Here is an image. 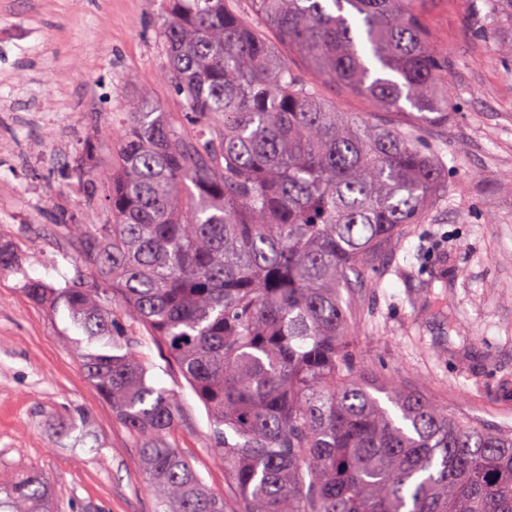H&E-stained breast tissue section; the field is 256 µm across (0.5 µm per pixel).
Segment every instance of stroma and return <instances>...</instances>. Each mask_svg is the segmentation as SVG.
Returning a JSON list of instances; mask_svg holds the SVG:
<instances>
[{
	"instance_id": "35a3bbf8",
	"label": "stroma",
	"mask_w": 512,
	"mask_h": 512,
	"mask_svg": "<svg viewBox=\"0 0 512 512\" xmlns=\"http://www.w3.org/2000/svg\"><path fill=\"white\" fill-rule=\"evenodd\" d=\"M448 65L452 111L420 124L442 170L421 223L393 240L353 297L358 365L481 425L512 428V58L488 50L472 0H413ZM160 0H0V102L54 115L51 127L0 123V242L20 258L0 272V482L49 475L59 512H162L127 429L88 381L66 310L32 301L95 280L65 221L87 209L84 169L107 175L131 102L178 114L165 81ZM151 382L175 391L171 440L205 483L227 492L208 413L163 345L123 322Z\"/></svg>"
}]
</instances>
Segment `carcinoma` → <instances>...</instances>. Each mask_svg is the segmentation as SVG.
<instances>
[{"label": "carcinoma", "instance_id": "obj_1", "mask_svg": "<svg viewBox=\"0 0 512 512\" xmlns=\"http://www.w3.org/2000/svg\"><path fill=\"white\" fill-rule=\"evenodd\" d=\"M409 2L250 0L310 82L232 0H163L181 119L140 98L93 132L114 143L112 173L68 231L98 280L25 291L98 343L75 352L164 512H512V430L361 374L346 341L343 293L422 220L442 172L412 126L339 112L319 85L415 123L446 117L443 60ZM482 2L479 31L512 55V0ZM113 303L206 408L235 506L169 441L179 396L149 380ZM52 500L39 471L0 483V512Z\"/></svg>", "mask_w": 512, "mask_h": 512}]
</instances>
